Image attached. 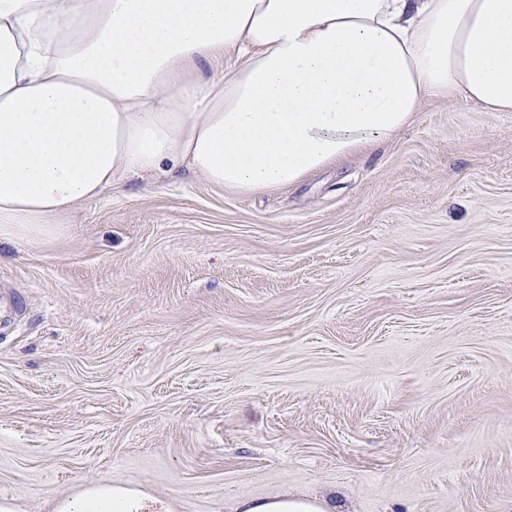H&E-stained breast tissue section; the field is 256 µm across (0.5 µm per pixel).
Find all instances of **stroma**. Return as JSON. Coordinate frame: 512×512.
I'll return each mask as SVG.
<instances>
[{
	"label": "stroma",
	"mask_w": 512,
	"mask_h": 512,
	"mask_svg": "<svg viewBox=\"0 0 512 512\" xmlns=\"http://www.w3.org/2000/svg\"><path fill=\"white\" fill-rule=\"evenodd\" d=\"M512 512V112L257 195L133 177L0 245V502ZM50 512H173L172 503L123 483L92 482L57 499ZM335 508L324 498L285 493L269 498L241 500L233 512H335Z\"/></svg>",
	"instance_id": "35a3bbf8"
}]
</instances>
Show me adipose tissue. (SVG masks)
Returning <instances> with one entry per match:
<instances>
[{
	"mask_svg": "<svg viewBox=\"0 0 512 512\" xmlns=\"http://www.w3.org/2000/svg\"><path fill=\"white\" fill-rule=\"evenodd\" d=\"M429 99L512 112V0H0V242L132 175L288 186L391 139ZM52 512L173 506L93 482ZM234 512L335 507L285 493Z\"/></svg>",
	"mask_w": 512,
	"mask_h": 512,
	"instance_id": "ef3b65f1",
	"label": "adipose tissue"
}]
</instances>
